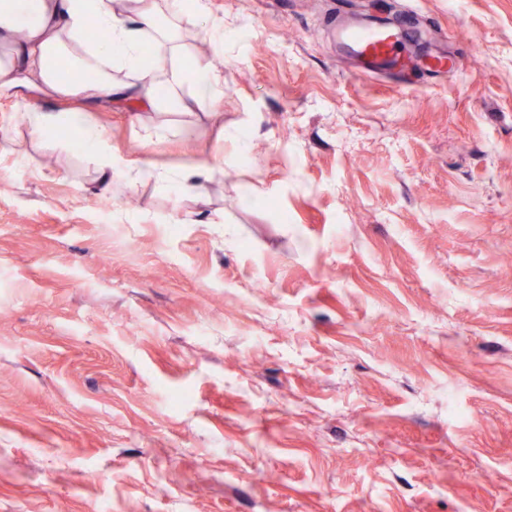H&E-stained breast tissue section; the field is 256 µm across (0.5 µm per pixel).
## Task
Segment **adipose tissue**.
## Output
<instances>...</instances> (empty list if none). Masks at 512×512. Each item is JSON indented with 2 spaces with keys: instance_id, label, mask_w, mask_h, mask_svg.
<instances>
[{
  "instance_id": "ef3b65f1",
  "label": "adipose tissue",
  "mask_w": 512,
  "mask_h": 512,
  "mask_svg": "<svg viewBox=\"0 0 512 512\" xmlns=\"http://www.w3.org/2000/svg\"><path fill=\"white\" fill-rule=\"evenodd\" d=\"M208 16L206 0H194L188 9L181 0H0V87L131 105L141 112H196L219 102L221 76L213 58L205 56L195 58L192 72L184 71L181 30L188 25L196 36L209 37ZM93 23L108 37L90 47L85 31ZM148 37L156 53L147 61L142 53ZM63 59L84 72V79L62 83L56 66ZM25 120L33 134L50 143L57 142L61 128L80 129L88 144L84 158L107 185L129 188L136 179L157 176L150 165L134 177L115 166L102 130L83 110H34Z\"/></svg>"
}]
</instances>
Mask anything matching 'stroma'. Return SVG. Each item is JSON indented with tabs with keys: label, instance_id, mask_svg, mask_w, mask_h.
Instances as JSON below:
<instances>
[{
	"label": "stroma",
	"instance_id": "1",
	"mask_svg": "<svg viewBox=\"0 0 512 512\" xmlns=\"http://www.w3.org/2000/svg\"><path fill=\"white\" fill-rule=\"evenodd\" d=\"M334 8L210 0L218 108L88 104L199 196L0 90V512H512V0L351 4L457 59L405 92ZM57 113L54 111L32 110L25 113V120L32 133L49 143H58L57 135L62 127L78 128L83 132V141L88 142L84 153L86 162L96 168L103 183L112 186L114 183L123 184L130 188L136 177L120 170L112 164V153L108 151L103 131L91 121L90 116L82 109ZM212 174V168L206 164L202 167L189 171L178 173L171 177V174L168 173H160L155 170V168L151 165H146L140 167L138 170V177L141 179H167L168 181H176L180 183L182 190L187 193L191 192H201L204 187L206 181H208Z\"/></svg>",
	"mask_w": 512,
	"mask_h": 512
}]
</instances>
